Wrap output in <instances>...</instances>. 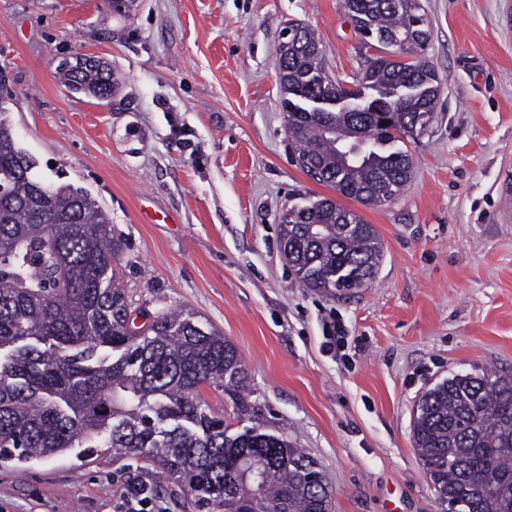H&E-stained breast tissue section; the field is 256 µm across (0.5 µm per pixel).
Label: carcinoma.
I'll return each instance as SVG.
<instances>
[{
    "instance_id": "cac0c4a2",
    "label": "carcinoma",
    "mask_w": 512,
    "mask_h": 512,
    "mask_svg": "<svg viewBox=\"0 0 512 512\" xmlns=\"http://www.w3.org/2000/svg\"><path fill=\"white\" fill-rule=\"evenodd\" d=\"M344 9L374 49L361 78L337 88L314 31L292 21L276 59L281 106L302 172L374 207L410 182L405 142L432 119L440 81L424 58L430 31L419 0H344ZM414 38L412 60L389 51ZM56 74L99 100L118 86L94 57ZM316 97L330 106L309 111ZM358 131L372 142L362 163L347 166L336 137ZM36 168L0 112V184L9 188L0 196V460L89 464L113 449L161 469L214 512H334L314 459L262 425L230 431L203 398L212 386L238 416L250 414L235 345L188 310L135 325L116 268L124 241L109 213ZM280 242L297 283L321 293H346L382 257L374 225L327 197L280 225ZM412 439L448 512H512V377L483 370L435 385L416 405ZM253 463L256 486L244 479Z\"/></svg>"
}]
</instances>
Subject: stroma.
<instances>
[{
    "label": "stroma",
    "mask_w": 512,
    "mask_h": 512,
    "mask_svg": "<svg viewBox=\"0 0 512 512\" xmlns=\"http://www.w3.org/2000/svg\"><path fill=\"white\" fill-rule=\"evenodd\" d=\"M421 4L440 96L404 192L361 211L384 245L375 281L341 298L298 287L280 254L283 209L330 190L294 163L275 64L302 22L331 75L355 82L373 50L343 0H135L126 14L0 0V110L38 173L109 211L133 307L192 310L237 347L256 422L320 463L335 512H445L413 409L452 375H512V0ZM79 54L118 73L110 99L57 82ZM133 476L166 512H201L161 470L112 453L0 462V512H113Z\"/></svg>",
    "instance_id": "35a3bbf8"
}]
</instances>
